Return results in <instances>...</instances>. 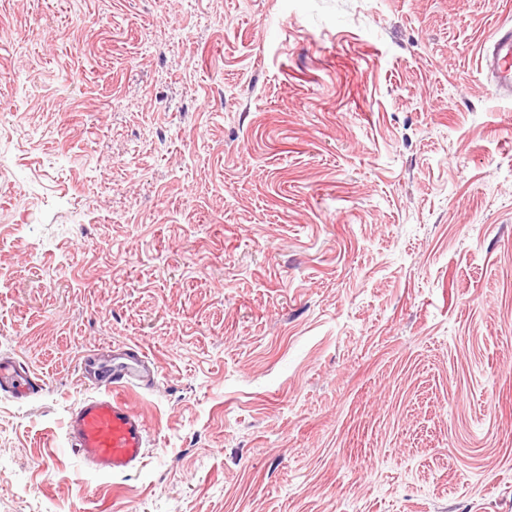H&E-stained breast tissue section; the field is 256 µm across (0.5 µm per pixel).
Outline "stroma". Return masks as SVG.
<instances>
[{
    "label": "stroma",
    "instance_id": "1",
    "mask_svg": "<svg viewBox=\"0 0 512 512\" xmlns=\"http://www.w3.org/2000/svg\"><path fill=\"white\" fill-rule=\"evenodd\" d=\"M512 0H0V512H512ZM142 347L133 471L66 438ZM489 82L500 96L512 97V26L502 25L483 53ZM40 386L38 378L19 362L0 363V389H6L15 399H28Z\"/></svg>",
    "mask_w": 512,
    "mask_h": 512
}]
</instances>
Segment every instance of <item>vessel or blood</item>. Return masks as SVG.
<instances>
[{
	"label": "vessel or blood",
	"mask_w": 512,
	"mask_h": 512,
	"mask_svg": "<svg viewBox=\"0 0 512 512\" xmlns=\"http://www.w3.org/2000/svg\"><path fill=\"white\" fill-rule=\"evenodd\" d=\"M489 82L500 96L512 97V26L499 27L483 53ZM82 374L93 379L94 393L70 413L67 437L72 448L96 470L124 473L146 455L147 426L127 401L126 391L148 385L154 373L141 347H130L104 361L93 354L80 360ZM40 387L37 377L19 362L0 363V389L23 401Z\"/></svg>",
	"instance_id": "1"
}]
</instances>
